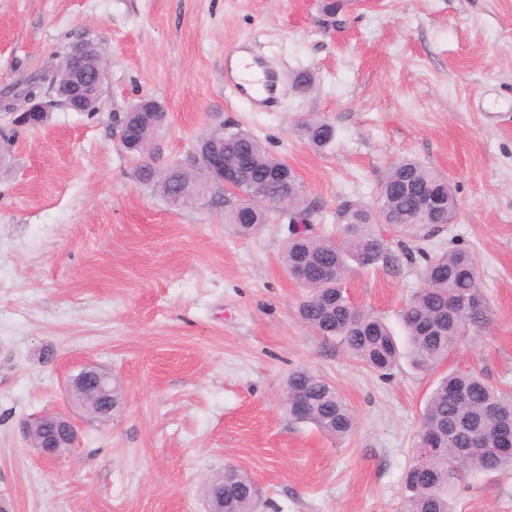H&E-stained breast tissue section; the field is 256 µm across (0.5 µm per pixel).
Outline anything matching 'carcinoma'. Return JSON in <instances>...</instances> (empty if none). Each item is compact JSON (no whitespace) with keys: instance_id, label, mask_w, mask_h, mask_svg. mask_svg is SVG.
Listing matches in <instances>:
<instances>
[{"instance_id":"1","label":"carcinoma","mask_w":512,"mask_h":512,"mask_svg":"<svg viewBox=\"0 0 512 512\" xmlns=\"http://www.w3.org/2000/svg\"><path fill=\"white\" fill-rule=\"evenodd\" d=\"M165 116L130 130L129 141L147 144L162 127ZM302 129L317 147L328 145L334 127L325 121H308ZM140 158L138 175L145 185L169 201L179 192L202 194L208 182L199 168L178 161L156 168L147 155ZM224 153L242 154L251 168V182L240 202L224 213V223L239 234L258 231L270 211L257 209L258 223L241 219L244 206H255L262 194H277L278 182H295L296 175L282 159L269 154L262 143L246 131L224 134ZM273 210L288 215L291 231L283 249V265L310 295L300 304L301 320L326 341L374 371L386 372L397 365L402 350L385 320L354 306L341 287L350 263L371 266L388 259L377 224H391L409 238L423 242L440 234L457 210V200L448 178L432 166L413 159L393 164L380 182L377 207L346 200L336 212L339 239L312 232L307 216L311 205L305 194L279 197ZM483 296L479 271L472 255L462 249L442 252L426 259L423 287L417 289L399 313L408 354L419 369H434L443 363L476 322L483 307L466 314L449 310L451 298ZM284 395L307 402L298 422L314 425L330 437L348 435L354 418L338 391L323 377L300 368L286 381ZM512 430V391L497 387L473 373L452 371L438 379L422 413L416 455L405 477L407 512H456L453 490L474 472L512 469V447L501 448L495 439ZM210 507L216 512H257L258 491L243 472L226 468L209 483Z\"/></svg>"}]
</instances>
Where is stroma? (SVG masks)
Listing matches in <instances>:
<instances>
[{"instance_id":"obj_1","label":"stroma","mask_w":512,"mask_h":512,"mask_svg":"<svg viewBox=\"0 0 512 512\" xmlns=\"http://www.w3.org/2000/svg\"><path fill=\"white\" fill-rule=\"evenodd\" d=\"M0 0V88L92 41L108 65L99 112L51 103L47 124L0 115L13 155L0 172V498L12 512H207L204 489L232 466L259 512H406L405 475L435 373L401 360L373 372L298 315L308 294L282 264L288 221L251 236L224 221L237 195L174 208L141 184L112 115L157 101V166L191 158L222 126L249 132L296 172L316 233L338 236L337 204L374 205L388 167L415 158L447 175L458 212L425 243L380 225L388 261L350 266L343 286L391 326L426 253L464 249L486 296L444 370L512 387V0ZM277 77L264 107L227 82L237 52ZM309 72L297 93L293 79ZM310 118L335 138L314 147ZM119 381L108 421L67 384L84 367ZM328 380L356 418L344 438L293 421L289 374ZM67 412L76 448L46 460L24 420ZM458 512H512V471L456 488Z\"/></svg>"}]
</instances>
